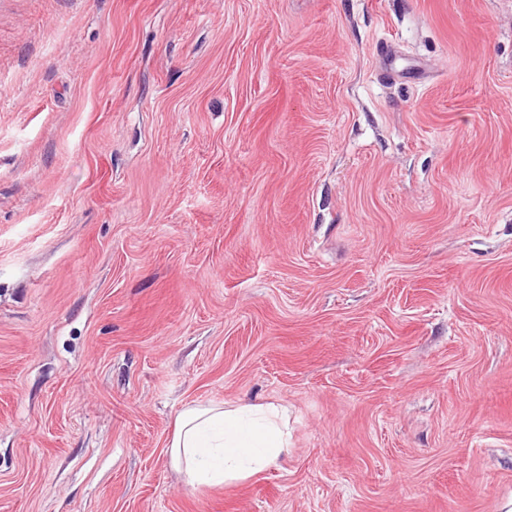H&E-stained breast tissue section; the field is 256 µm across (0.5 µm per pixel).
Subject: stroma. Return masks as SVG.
<instances>
[{
  "label": "stroma",
  "instance_id": "obj_1",
  "mask_svg": "<svg viewBox=\"0 0 512 512\" xmlns=\"http://www.w3.org/2000/svg\"><path fill=\"white\" fill-rule=\"evenodd\" d=\"M510 498L512 0H0V512ZM288 431L273 404L188 405L178 414L168 446L171 467L187 485L221 486L279 465Z\"/></svg>",
  "mask_w": 512,
  "mask_h": 512
}]
</instances>
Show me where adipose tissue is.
<instances>
[{"label":"adipose tissue","mask_w":512,"mask_h":512,"mask_svg":"<svg viewBox=\"0 0 512 512\" xmlns=\"http://www.w3.org/2000/svg\"><path fill=\"white\" fill-rule=\"evenodd\" d=\"M287 452L280 409L262 403L186 406L168 449L171 467L193 488L249 479L278 465Z\"/></svg>","instance_id":"ef3b65f1"}]
</instances>
